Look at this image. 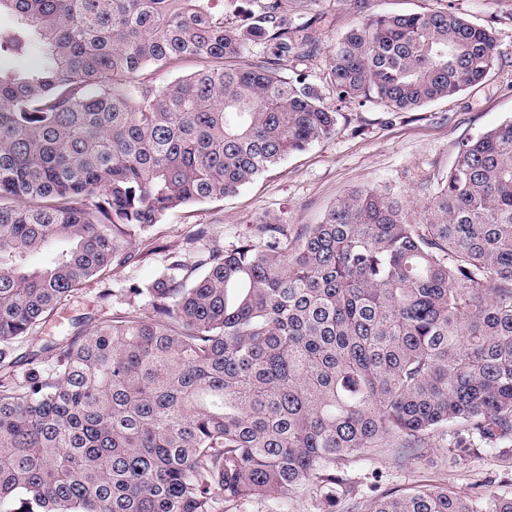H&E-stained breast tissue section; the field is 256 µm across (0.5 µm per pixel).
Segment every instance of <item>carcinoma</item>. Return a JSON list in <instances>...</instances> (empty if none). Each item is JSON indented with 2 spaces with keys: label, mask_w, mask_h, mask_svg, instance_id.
<instances>
[{
  "label": "carcinoma",
  "mask_w": 512,
  "mask_h": 512,
  "mask_svg": "<svg viewBox=\"0 0 512 512\" xmlns=\"http://www.w3.org/2000/svg\"><path fill=\"white\" fill-rule=\"evenodd\" d=\"M0 0V512H224L343 474L383 448L512 445V123L460 142L421 213L378 188L297 235L170 253L132 308L17 343L169 212L239 191L330 135L337 112L288 65L317 52L288 0ZM251 43L263 55L246 57ZM190 62L170 83L155 73ZM491 30L452 11L369 18L330 50L339 101L395 112L482 83ZM48 261L33 266L37 252ZM371 512H512L420 485Z\"/></svg>",
  "instance_id": "obj_1"
}]
</instances>
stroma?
Wrapping results in <instances>:
<instances>
[{"label":"stroma","instance_id":"35a3bbf8","mask_svg":"<svg viewBox=\"0 0 512 512\" xmlns=\"http://www.w3.org/2000/svg\"><path fill=\"white\" fill-rule=\"evenodd\" d=\"M439 10L453 11L492 31L499 61L484 83L409 112L390 111L374 100L344 103L325 94V103L338 114L334 133L288 156L234 196L171 212L133 242L132 261L105 278L85 282L53 318L16 345L14 379H25L31 354L43 345L77 332L89 334L100 317L131 306L151 315L149 297L130 298L128 289L149 284L166 265L170 249L185 247L183 259L191 265L211 243L231 247L259 224H284L296 232L320 223L336 199L355 188L374 187L423 210L428 198L419 192V184L435 182L447 171L459 141L512 123V0H367L361 14L348 0H314L310 10L294 17L295 23L310 24L320 40V53L299 62L298 69L321 87L330 48L362 18ZM345 474L362 512L385 493L419 484L445 487L465 498L489 491L511 497L512 447L469 455L432 445L414 455L390 449L353 459Z\"/></svg>","mask_w":512,"mask_h":512}]
</instances>
